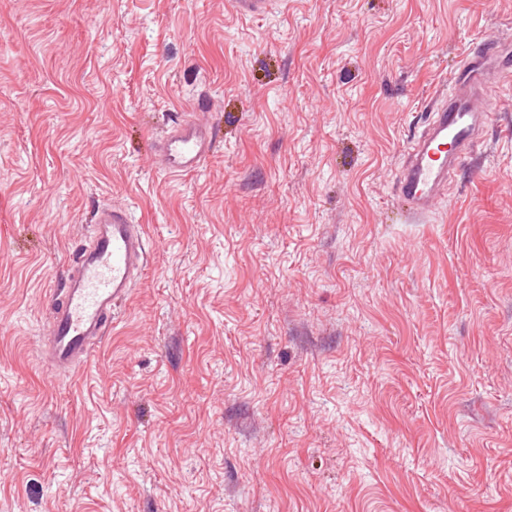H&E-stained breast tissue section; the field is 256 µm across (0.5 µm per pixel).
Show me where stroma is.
Masks as SVG:
<instances>
[{
	"label": "stroma",
	"mask_w": 512,
	"mask_h": 512,
	"mask_svg": "<svg viewBox=\"0 0 512 512\" xmlns=\"http://www.w3.org/2000/svg\"><path fill=\"white\" fill-rule=\"evenodd\" d=\"M512 0H0V512H512V86L429 214L395 180ZM207 94L194 174L154 141ZM141 281L74 373L100 204ZM278 2L284 4L287 1L281 0H226L227 8L241 18H255L264 16L273 11ZM91 223L89 238L72 255L66 288L51 295L40 339L45 362L61 374L85 364L107 336L146 263L145 227L127 207H97Z\"/></svg>",
	"instance_id": "stroma-1"
}]
</instances>
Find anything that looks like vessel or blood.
<instances>
[{"label":"vessel or blood","mask_w":512,"mask_h":512,"mask_svg":"<svg viewBox=\"0 0 512 512\" xmlns=\"http://www.w3.org/2000/svg\"><path fill=\"white\" fill-rule=\"evenodd\" d=\"M278 0H226L241 18L269 14ZM512 79V36L481 39L464 54L448 87L437 91L432 116L413 141L396 179V193L408 218L425 216L450 189L459 159L468 154L493 117L494 92ZM211 102L196 97L192 112L178 118L156 138L160 166L172 174L199 171L213 153L214 129L202 120ZM92 231L72 255L66 288L52 294L40 352L56 372L67 374L87 362L107 335L112 319L137 285L146 263V231L129 209L98 207Z\"/></svg>","instance_id":"obj_1"}]
</instances>
